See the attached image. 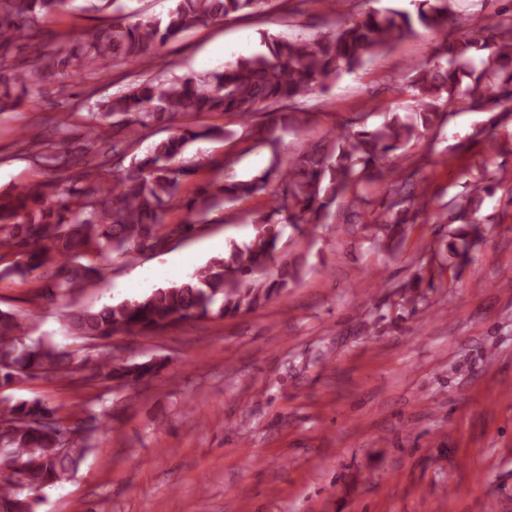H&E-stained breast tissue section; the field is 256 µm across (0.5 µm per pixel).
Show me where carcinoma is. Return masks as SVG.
Instances as JSON below:
<instances>
[{
    "label": "carcinoma",
    "mask_w": 512,
    "mask_h": 512,
    "mask_svg": "<svg viewBox=\"0 0 512 512\" xmlns=\"http://www.w3.org/2000/svg\"><path fill=\"white\" fill-rule=\"evenodd\" d=\"M72 0H0V60L5 62L19 42L44 35L41 21L65 9ZM98 10L124 14L126 21L86 31L43 56L42 74L65 76L82 66L105 67L122 59L140 67L142 77L126 90L96 104L88 113L85 132H63L64 150L40 151L30 138L21 145L51 170V179L15 192L0 194V251L14 261L0 277L18 274L48 276L50 296L63 298L88 288L99 276V264L113 255L134 261L153 252L171 235L202 229L206 215L222 198H249L270 191L266 209L248 211L236 221L252 224L249 245L232 247L197 269L178 285L157 288L145 297L71 312L67 320L77 335L98 341L138 331L161 334L178 321L225 318L265 305L295 282L296 264L276 261L279 242L290 228L326 223L338 199L351 206L369 203L367 191L393 171L395 152L419 139L421 132L443 125L454 109L470 112H512V17L496 12L488 22L454 43L442 40L430 59L409 67V79L394 81L408 95L412 111H389L381 125L366 128L360 113L346 120L339 135L303 143L288 164L281 159L287 127L256 121L262 112L288 110L296 125L302 105L343 75L363 68L394 41L419 30L440 32L452 18V0H418L415 11L372 9L340 17L332 30L315 39L262 35L265 51L241 56L222 70L166 79L153 77L156 50L184 33L230 16L262 13L270 0H175L163 20L124 13L120 0H98ZM33 73L0 74V107L12 92L26 87ZM222 113L237 118L243 133L269 150V167L249 180H224L218 194L213 183L199 188L187 204L188 218L168 224L165 213L179 197L182 183L197 168L184 162L188 147L200 141H230L232 130L216 125L186 127L158 142L148 153L133 157L121 171H110L103 158L119 155L122 143L133 146L149 132L180 115ZM112 119V137L98 132ZM98 163L78 166L79 154ZM502 179H480L460 199L439 206L437 220L460 224L448 243V258H469L484 238L480 215L484 197L495 193ZM427 206V190L415 195L407 184H392L391 201L373 223L389 229L414 221L409 212L418 197ZM22 324L0 310V512H34L30 491L68 478L90 444L82 438L75 450L61 453L66 429L56 410L38 398L15 400L4 389L24 377H72L89 363L95 376L122 387L152 377L159 366L99 353L81 360L50 343L23 345Z\"/></svg>",
    "instance_id": "cac0c4a2"
}]
</instances>
